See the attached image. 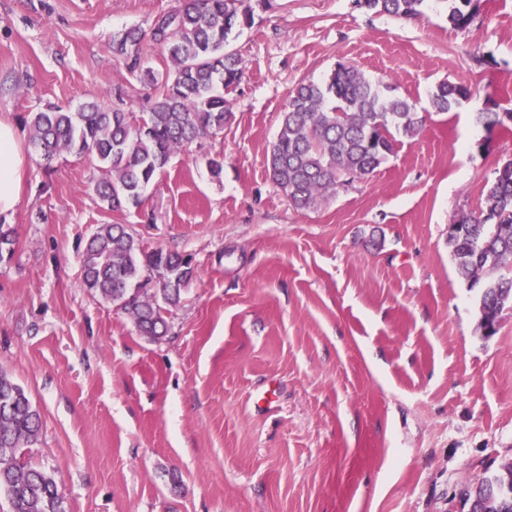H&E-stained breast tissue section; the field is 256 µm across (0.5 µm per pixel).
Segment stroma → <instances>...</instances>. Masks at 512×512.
<instances>
[{
    "mask_svg": "<svg viewBox=\"0 0 512 512\" xmlns=\"http://www.w3.org/2000/svg\"><path fill=\"white\" fill-rule=\"evenodd\" d=\"M177 5L0 0V116L20 127L93 100L141 115L146 90L112 39ZM245 5L231 122L138 206L107 210L87 161L24 146L0 370L41 417L30 461L70 512H458V485L512 460V305L485 336L448 245L512 158V134L476 119L489 99L512 108V0H482L464 30L444 0L415 19L356 0ZM340 62L425 121L371 177L298 211L267 156L290 91ZM442 81L477 92L437 113ZM207 154L223 155L220 176ZM102 224L192 257L163 339L85 288L80 254Z\"/></svg>",
    "mask_w": 512,
    "mask_h": 512,
    "instance_id": "stroma-1",
    "label": "stroma"
}]
</instances>
